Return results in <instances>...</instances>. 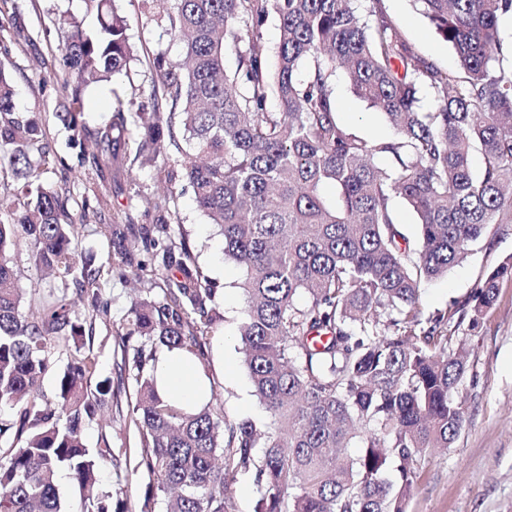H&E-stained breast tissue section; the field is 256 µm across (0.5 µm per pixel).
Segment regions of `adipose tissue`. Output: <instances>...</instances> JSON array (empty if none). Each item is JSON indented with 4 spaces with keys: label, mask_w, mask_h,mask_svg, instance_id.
I'll use <instances>...</instances> for the list:
<instances>
[{
    "label": "adipose tissue",
    "mask_w": 512,
    "mask_h": 512,
    "mask_svg": "<svg viewBox=\"0 0 512 512\" xmlns=\"http://www.w3.org/2000/svg\"><path fill=\"white\" fill-rule=\"evenodd\" d=\"M157 391L161 396L178 401L193 409L208 401V379L199 361L178 351H164L155 365Z\"/></svg>",
    "instance_id": "adipose-tissue-1"
}]
</instances>
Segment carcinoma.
<instances>
[{
  "label": "carcinoma",
  "instance_id": "carcinoma-1",
  "mask_svg": "<svg viewBox=\"0 0 512 512\" xmlns=\"http://www.w3.org/2000/svg\"><path fill=\"white\" fill-rule=\"evenodd\" d=\"M84 2L94 29L73 15L57 21L65 95L53 117L78 148L71 161L51 148L40 111L16 108L0 66V196L14 215L0 223V406L12 410L0 422V512H63V469L82 512H129L99 479L119 459L107 443L88 448L83 428L131 385L138 465L158 474L166 512H233L239 473L263 490L256 512H407L427 458L450 447L464 421L452 391L467 361L449 351L452 331L465 321L478 328L499 282L512 279L511 257L465 304L422 307L423 281L447 275L488 225L512 223V66L503 65L501 36L512 0H420L457 54L454 73L413 51L383 0H364L362 10L356 0H144L184 59L154 53L138 108L116 93L109 120L94 128L82 121L84 91L130 76L134 50L114 0ZM271 15L280 27L273 67L258 45ZM31 41L14 0H0V42ZM226 47L236 54L230 74ZM338 70L394 137L368 142L340 119ZM422 84L429 112L418 107ZM160 155L161 180L190 184L224 255L242 269L240 336L267 413L260 423L209 403L188 411L156 391L157 347L205 361L217 289L171 233L168 197L107 223L97 189ZM56 162L95 186L81 198V219L105 228L109 265L75 250L69 198L43 180ZM398 199L416 215V248L397 223ZM19 237L53 284L22 285L9 259ZM112 278L150 288L115 331L124 374L92 389L96 362L85 346L110 314L102 288ZM73 294L88 301V316L74 313ZM61 341L73 355L56 400L40 402ZM354 439L360 454L336 465V450ZM391 466L394 483L383 478Z\"/></svg>",
  "mask_w": 512,
  "mask_h": 512
}]
</instances>
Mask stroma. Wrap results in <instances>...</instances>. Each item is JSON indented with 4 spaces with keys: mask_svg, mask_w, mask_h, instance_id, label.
<instances>
[{
    "mask_svg": "<svg viewBox=\"0 0 512 512\" xmlns=\"http://www.w3.org/2000/svg\"><path fill=\"white\" fill-rule=\"evenodd\" d=\"M18 22L28 29L33 44L0 50L8 68L17 108L52 112L63 97L55 77L62 41L56 30L64 15L83 18L86 27L96 25L86 12L84 0H16ZM131 22V42L138 57L129 79L86 92L84 119L89 126L103 123L111 112L114 93L140 101V87L150 78L149 55L164 51L170 59L183 55V45L170 38L144 16L142 0H120ZM387 15L402 37L427 61L444 71L458 67L455 51L424 16L417 0H384ZM337 112L341 120L367 141L389 137L394 128L378 110L356 96L345 75L336 78ZM172 195L176 214L175 233L184 235L198 264L215 282V304L223 319L208 347L205 365L218 407L232 419H264L265 410L253 393L239 336L245 300L237 289L242 270L225 258L216 228L197 206L185 183L167 188L153 166L136 168L132 179L114 183L106 203L117 214L135 206L144 209L148 200ZM512 257V224H493L470 249L466 259L449 269L447 276L422 285L425 312L464 304L478 282L504 260ZM111 304V317L97 321L90 347L97 360L98 379L118 376L121 350L115 330L134 297L132 284L112 280L103 292ZM467 351L468 373L452 397L465 409L463 427L450 447L437 449L423 468L408 503L407 512H512V279L502 281L495 305L476 330L461 326L455 333ZM88 448L109 441L112 452L125 460L123 468L103 465V486L128 494L131 512H166L167 497L159 490L155 474L139 467L141 448L138 429L127 401L107 403L84 431Z\"/></svg>",
    "mask_w": 512,
    "mask_h": 512,
    "instance_id": "1",
    "label": "stroma"
}]
</instances>
